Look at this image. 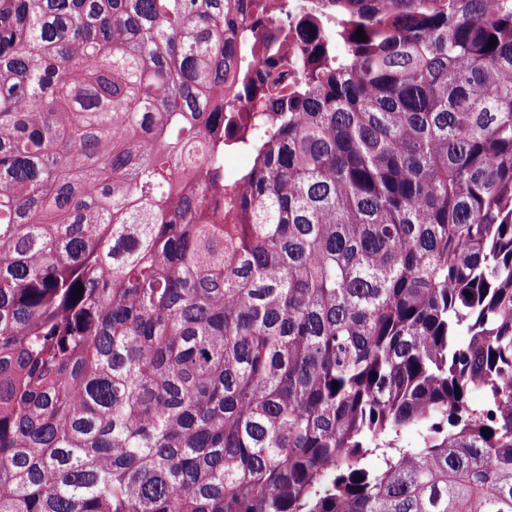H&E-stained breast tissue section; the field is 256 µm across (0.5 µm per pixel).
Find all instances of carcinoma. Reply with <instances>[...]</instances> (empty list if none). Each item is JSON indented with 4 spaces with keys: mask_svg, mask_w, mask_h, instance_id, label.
<instances>
[{
    "mask_svg": "<svg viewBox=\"0 0 512 512\" xmlns=\"http://www.w3.org/2000/svg\"><path fill=\"white\" fill-rule=\"evenodd\" d=\"M322 2L0 0V512H512V0ZM294 0L274 1V9L266 8L265 28L259 32L254 19L250 14L237 25L235 42L241 53L254 58L251 73L254 79L263 75V65L260 60L265 57L263 34L269 33L274 42V49L279 55V60L288 72V78L297 80L301 69L296 66V61L308 53L307 45L300 41L295 33L299 23V15L296 9L289 14L290 5ZM288 4V19L283 15Z\"/></svg>",
    "mask_w": 512,
    "mask_h": 512,
    "instance_id": "1",
    "label": "carcinoma"
}]
</instances>
